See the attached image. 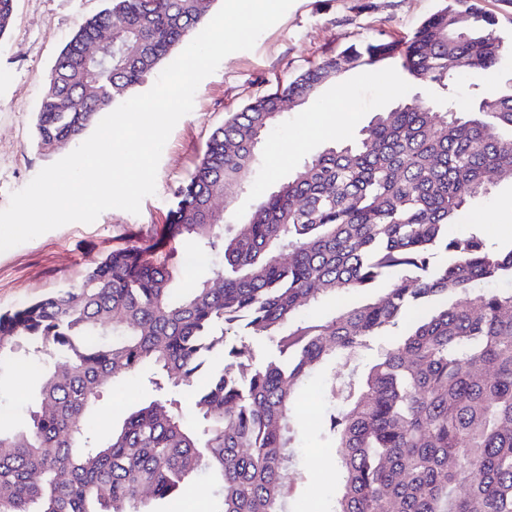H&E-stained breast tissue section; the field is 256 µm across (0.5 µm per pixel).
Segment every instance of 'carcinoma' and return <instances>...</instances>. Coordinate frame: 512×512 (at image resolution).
Masks as SVG:
<instances>
[{
  "label": "carcinoma",
  "mask_w": 512,
  "mask_h": 512,
  "mask_svg": "<svg viewBox=\"0 0 512 512\" xmlns=\"http://www.w3.org/2000/svg\"><path fill=\"white\" fill-rule=\"evenodd\" d=\"M213 0H108L61 49L36 116L44 152L76 141L195 33ZM15 0H0V36ZM476 0H447L405 49L375 39L308 66L232 112L176 193L165 237L117 247L76 285L0 312V365L24 352L44 367L20 429L0 430V512H151L213 476L219 512H288L293 407L307 378L406 322L365 374L325 387L321 426L341 449L342 491L329 512H512V245L448 235L512 181V81L460 103L456 82L512 50ZM112 33V56L84 47ZM396 63L434 88L397 97L349 142L299 163L239 221L214 202L241 188L283 114L342 74ZM182 258H219L175 287L165 239ZM444 248L448 262H434ZM391 287L355 307L304 316L350 290ZM463 305H448L459 291ZM274 354L255 358L254 344ZM148 376L153 399L107 438L91 414L120 379ZM196 422L185 420L182 398Z\"/></svg>",
  "instance_id": "1"
}]
</instances>
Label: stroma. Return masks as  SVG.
<instances>
[{"mask_svg": "<svg viewBox=\"0 0 512 512\" xmlns=\"http://www.w3.org/2000/svg\"><path fill=\"white\" fill-rule=\"evenodd\" d=\"M439 4L440 0H294L284 17L260 35L253 50L227 56L201 82L192 111L178 121L163 148L156 192L142 200L139 214L109 209L93 223H69L0 253V309L79 283L112 248L139 245L160 235L178 187L193 172L209 135L227 113L286 85L300 71L349 43L378 36L406 41ZM106 5V0H15L13 24L0 37V209L42 168L74 150L70 142L49 154L39 151L35 115L61 49L87 17ZM511 80L512 56H508L492 72L470 71L457 94L464 100L477 92L494 95ZM400 85L396 67L359 68L345 73L314 103L284 113L266 138L246 190L235 194L231 213H247L277 180L288 177L299 159L356 135L374 113L390 107ZM319 123L331 127L329 136L314 135ZM285 145L291 151L284 156L280 149ZM470 231L491 243H512L511 184H500L490 196L473 201L451 229L455 235ZM380 347V342L371 341L350 359L328 364L297 398L292 468L302 478L291 484L288 512H326L343 486L338 452L325 447L316 429L320 417L308 412L311 391L322 390L332 377L359 379ZM38 385L33 367L21 362L0 373V427L24 423ZM151 397L145 378L127 381L104 392L93 419L100 429H111L128 410Z\"/></svg>", "mask_w": 512, "mask_h": 512, "instance_id": "obj_1", "label": "stroma"}]
</instances>
